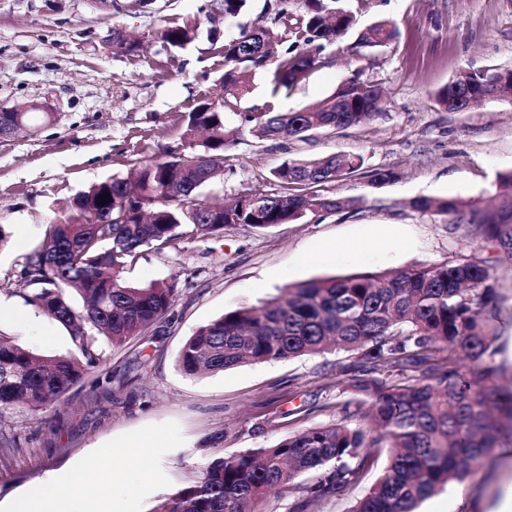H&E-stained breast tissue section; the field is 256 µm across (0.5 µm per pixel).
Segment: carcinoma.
Returning a JSON list of instances; mask_svg holds the SVG:
<instances>
[{"label":"carcinoma","instance_id":"1","mask_svg":"<svg viewBox=\"0 0 512 512\" xmlns=\"http://www.w3.org/2000/svg\"><path fill=\"white\" fill-rule=\"evenodd\" d=\"M355 26L346 0H275L271 25L224 43V87L245 91L240 68L261 70L271 60L273 91L288 90ZM279 28L288 39L279 36ZM395 35L390 22L377 21L359 33V43L381 47ZM195 36L196 25L189 23L160 32L173 47ZM106 46L116 55L140 49L120 31ZM381 94L380 86L354 79L317 106L244 120L261 140H303L310 132L371 123ZM436 98L450 112L512 99V68L464 69ZM200 131L203 153L145 161L135 165L134 181L112 178L79 194L68 220L49 225L41 246L26 257L23 275L35 289L25 302L61 324L82 357H44L0 336V413L61 401L102 364L95 339L121 346L165 317L173 288L135 286L124 277L141 248L161 250L184 234L208 237L229 225L266 229L354 204L324 194L323 186L361 174L363 159L332 153L281 164L274 171L278 194L256 192L211 205L201 191L224 171L237 135L226 129L221 103L207 102L188 114L184 138L190 141ZM497 188V204L483 209L458 198L419 197L411 206L446 216L470 211L472 241L495 243L512 260V171L499 175ZM70 289L84 295L83 307L71 304ZM500 302L490 266L458 261L312 279L199 327L179 353L187 375L344 350L357 355V366L346 370L344 380L353 398L336 403L344 417L334 424L210 460L200 477L154 512H257L271 490L290 487L303 474L311 481L293 510L308 512L359 485L382 444L390 449L387 463L350 512H416L448 483L469 477L501 438H512V383H502L493 360ZM385 373L395 381L382 378ZM355 416L371 420L373 432L351 426L348 419Z\"/></svg>","mask_w":512,"mask_h":512}]
</instances>
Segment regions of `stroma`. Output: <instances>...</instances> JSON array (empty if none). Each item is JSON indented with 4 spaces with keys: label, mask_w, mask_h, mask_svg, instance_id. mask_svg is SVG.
<instances>
[{
    "label": "stroma",
    "mask_w": 512,
    "mask_h": 512,
    "mask_svg": "<svg viewBox=\"0 0 512 512\" xmlns=\"http://www.w3.org/2000/svg\"><path fill=\"white\" fill-rule=\"evenodd\" d=\"M273 3L247 0L228 20L223 0H0V106L48 99L58 111L55 122L0 143V336L37 354L78 349L62 325L25 303V256L40 246L47 225L67 220L72 199L90 186L128 176L144 160L202 152L201 139L182 136L199 104L224 101V123L238 134L223 175L202 191L208 200L279 192L272 172L292 157L364 160L363 175L325 187L328 196L357 199L355 207L143 249L125 277L173 287L170 311L123 346L96 343L102 367L63 401L0 416V512H15L21 500L47 491L49 474L65 471L77 475L59 490L71 512H87L94 501L115 512H152L209 460L338 420V367L354 363L353 353L196 376L178 366L200 326L304 281L462 256L486 262L502 298L494 361L503 379L512 378V263L497 245L473 246L467 222L411 206L418 197L492 202L497 175L512 170V101L451 112L434 98L461 68L512 67V0H352L359 26L389 20L397 37L368 49L348 32L290 90L272 94L267 69L252 75L248 92L226 95L225 40L269 24ZM187 22L198 25L188 46L160 39L159 30ZM116 28L142 38L141 50L112 54L105 42ZM357 76L383 89L381 113L366 126L305 141L260 140L243 120L318 104ZM378 169L396 172V180L371 184L367 174ZM147 469L159 476L148 492ZM511 477L512 447L495 449L420 512H482Z\"/></svg>",
    "instance_id": "1"
}]
</instances>
